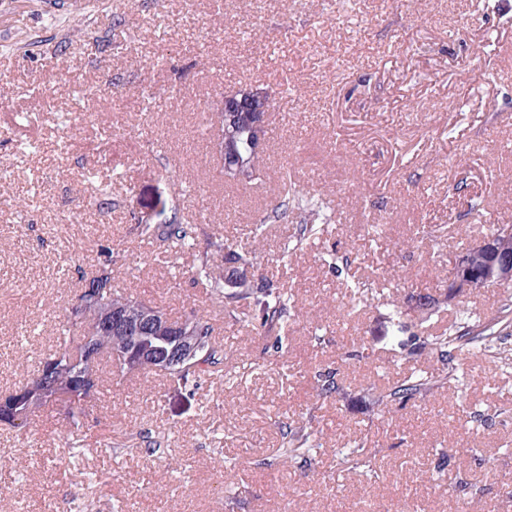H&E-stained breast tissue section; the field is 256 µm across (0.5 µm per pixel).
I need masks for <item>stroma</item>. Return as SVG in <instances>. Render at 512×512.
<instances>
[{
	"label": "stroma",
	"mask_w": 512,
	"mask_h": 512,
	"mask_svg": "<svg viewBox=\"0 0 512 512\" xmlns=\"http://www.w3.org/2000/svg\"><path fill=\"white\" fill-rule=\"evenodd\" d=\"M251 87L273 101L265 168L231 181L201 157L205 113ZM285 173L334 212L286 264L291 225L260 244L257 273L283 276L299 309L282 366L210 303L192 255L155 262L159 247L135 220L174 210L243 241L278 203ZM434 224L446 235L422 233ZM495 225H512V0H0V396L55 350L108 244L138 262L116 286L174 321L210 310L236 368L194 394L116 375L80 426L58 404L26 429L0 424V512H512L506 287L430 319L438 330L493 325L503 362L466 361L458 381L391 416L371 412L366 393L436 370L410 341L422 318L413 297L443 298L449 259ZM330 252L353 256L364 304L325 265ZM356 340L371 362L344 359ZM321 367L337 369L344 398L313 400ZM309 408L321 443L312 467L264 466L279 419ZM353 440L371 449L374 476L337 466ZM440 449L450 464L425 482ZM459 476L481 488L478 502L453 491Z\"/></svg>",
	"instance_id": "obj_1"
}]
</instances>
